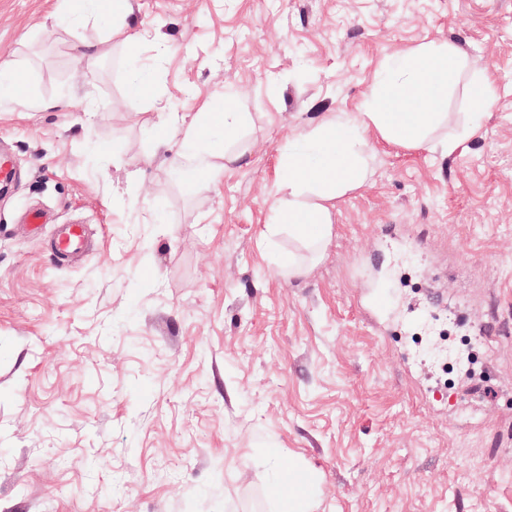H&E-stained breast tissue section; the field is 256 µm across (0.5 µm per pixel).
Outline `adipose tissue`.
<instances>
[{"mask_svg": "<svg viewBox=\"0 0 512 512\" xmlns=\"http://www.w3.org/2000/svg\"><path fill=\"white\" fill-rule=\"evenodd\" d=\"M464 63L452 44H423L385 60L370 89L364 108L353 118H337L309 130L300 141L280 149L283 177L277 220L270 232L287 228L289 233L323 248L331 230L330 202L353 188L364 176L362 133L375 129L381 138L404 145L425 146L427 133L443 115L441 101ZM223 111L206 105L189 124L169 118L158 132L182 129V148L190 154L240 159L235 147L244 116L236 112L232 97H225ZM296 466L275 465L273 497L278 512H312L309 493L295 478Z\"/></svg>", "mask_w": 512, "mask_h": 512, "instance_id": "ef3b65f1", "label": "adipose tissue"}]
</instances>
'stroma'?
<instances>
[{"label": "stroma", "mask_w": 512, "mask_h": 512, "mask_svg": "<svg viewBox=\"0 0 512 512\" xmlns=\"http://www.w3.org/2000/svg\"><path fill=\"white\" fill-rule=\"evenodd\" d=\"M124 2L134 52L111 18L57 25L65 0H0V67L29 80L0 101V512H272L273 456L315 472L314 512H512V0ZM441 43L467 61L429 147L366 131L323 253L267 241L279 146ZM227 92L245 160L183 187L198 156L151 126ZM88 229L85 224H66L58 230L55 256L65 261L70 255L80 252L87 241Z\"/></svg>", "instance_id": "stroma-1"}]
</instances>
